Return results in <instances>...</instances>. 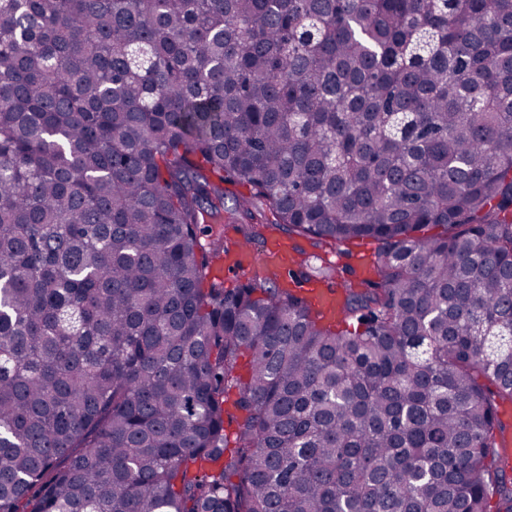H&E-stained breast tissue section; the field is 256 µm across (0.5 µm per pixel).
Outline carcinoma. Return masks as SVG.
Wrapping results in <instances>:
<instances>
[{
    "instance_id": "obj_1",
    "label": "carcinoma",
    "mask_w": 512,
    "mask_h": 512,
    "mask_svg": "<svg viewBox=\"0 0 512 512\" xmlns=\"http://www.w3.org/2000/svg\"><path fill=\"white\" fill-rule=\"evenodd\" d=\"M505 402L512 0H0V512H512ZM280 238L275 232H271L268 235L267 245L266 240L264 243L256 246H252L255 257L263 254L262 258L255 264L259 269H264L269 265L275 267L280 276L292 275L296 273V264L294 257L297 255V250L303 248L299 243H288V242H300L307 250L313 251L310 243L298 236H289L288 233L279 232ZM288 240V241H284ZM266 246V247H265ZM377 246V243L371 240L356 241L346 247L336 245L328 254L331 261H336L333 280L336 282L345 276L346 267L350 266L356 269L361 263L373 266L372 261L375 258ZM346 249L352 253L351 257L344 253ZM301 287L303 288L304 294L312 304L327 312H333L334 310L336 311L335 285L319 287L302 285Z\"/></svg>"
}]
</instances>
